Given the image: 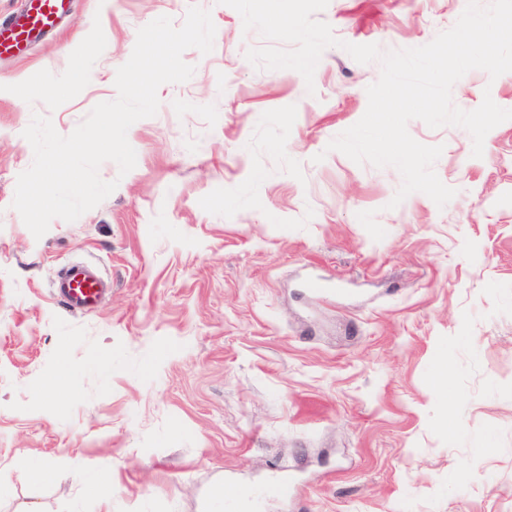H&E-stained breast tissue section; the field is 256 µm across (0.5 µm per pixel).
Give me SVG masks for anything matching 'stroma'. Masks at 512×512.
Here are the masks:
<instances>
[{
  "mask_svg": "<svg viewBox=\"0 0 512 512\" xmlns=\"http://www.w3.org/2000/svg\"><path fill=\"white\" fill-rule=\"evenodd\" d=\"M467 2L329 0L318 18L388 51L430 43ZM194 3L213 49L186 50L193 76L129 128L135 168L103 163L116 190L34 238L12 206L33 114L72 133L116 98L138 30ZM263 44L220 0H71L0 55V512H206L225 480L275 472L291 488L260 512H512V120L479 158L464 128L411 120L456 194L395 207L397 169L327 148L379 62L327 48L309 87L256 69ZM487 94L512 109V72L471 70L452 101ZM74 262L112 282L93 310L52 293ZM48 459L112 484L24 479Z\"/></svg>",
  "mask_w": 512,
  "mask_h": 512,
  "instance_id": "stroma-1",
  "label": "stroma"
}]
</instances>
